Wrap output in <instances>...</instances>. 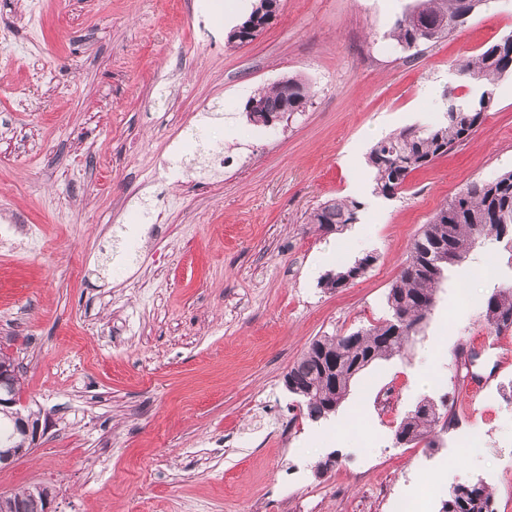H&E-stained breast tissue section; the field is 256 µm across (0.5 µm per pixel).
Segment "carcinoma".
I'll use <instances>...</instances> for the list:
<instances>
[{
    "label": "carcinoma",
    "mask_w": 512,
    "mask_h": 512,
    "mask_svg": "<svg viewBox=\"0 0 512 512\" xmlns=\"http://www.w3.org/2000/svg\"><path fill=\"white\" fill-rule=\"evenodd\" d=\"M463 0H416L395 22L390 37L403 49L432 46L452 35L464 23ZM276 0H259L249 17L231 30L230 44L253 38L272 17ZM424 25L434 29L435 37H422ZM453 67L467 82L480 83L484 91L465 104L454 105L446 121L427 129L407 128L377 142L368 154L375 169L374 194L390 199L402 189L409 175L430 166L456 145L466 141L481 125L485 112L493 105L487 97L489 87L512 72V47L499 40L489 44L473 58L456 59ZM310 100L307 83L298 76L257 91L247 104L258 114L303 112ZM359 203L327 200L307 216V223L326 232L357 220ZM492 239L504 244L512 261V171L484 183H474L446 202L424 225L414 239L399 277L391 285L386 302L389 317L346 336H323L313 340L284 379L288 392L305 408V415L317 422L336 413L348 395L351 381L366 367L380 359L399 355L416 336L436 302L437 288L445 274L464 264L476 244ZM373 261L368 254L353 265L326 275L325 288H344L364 274ZM486 325L502 332L512 329V280L491 293L484 303ZM453 416L447 405L424 399L409 411L394 431L401 445L434 444L437 429H445ZM441 512H494L486 485H468L456 499L442 503Z\"/></svg>",
    "instance_id": "1"
}]
</instances>
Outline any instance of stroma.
<instances>
[{
  "label": "stroma",
  "instance_id": "stroma-1",
  "mask_svg": "<svg viewBox=\"0 0 512 512\" xmlns=\"http://www.w3.org/2000/svg\"><path fill=\"white\" fill-rule=\"evenodd\" d=\"M226 2L0 0V226L14 231L0 238V348L47 423L0 466V493L49 486L55 512H390L400 498L440 512L452 486L480 481L512 512V330L483 319L512 279L502 244L449 271L419 334L334 415L310 421L284 385L313 339L387 316L445 201L512 170V73L475 134L395 197L375 196L367 161L380 139L441 122L446 89L476 93L451 63L512 35V0L417 54L390 37L413 0H278L237 46ZM292 75L305 111L255 128L247 100ZM331 198L360 202L359 233L307 223ZM368 254L347 287H321ZM461 351L484 383L474 398ZM424 399L446 401L453 426L436 447L396 445ZM474 432L478 456L464 452Z\"/></svg>",
  "mask_w": 512,
  "mask_h": 512
}]
</instances>
